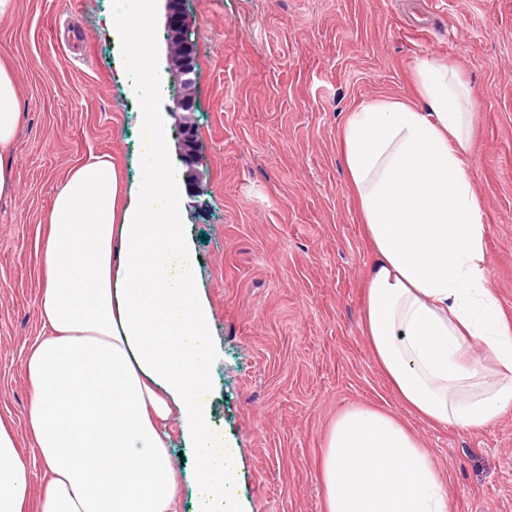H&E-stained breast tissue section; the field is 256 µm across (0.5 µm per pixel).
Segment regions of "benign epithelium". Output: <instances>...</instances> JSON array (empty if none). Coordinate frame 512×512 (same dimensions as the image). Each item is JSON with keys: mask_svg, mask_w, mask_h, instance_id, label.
I'll use <instances>...</instances> for the list:
<instances>
[{"mask_svg": "<svg viewBox=\"0 0 512 512\" xmlns=\"http://www.w3.org/2000/svg\"><path fill=\"white\" fill-rule=\"evenodd\" d=\"M166 48L169 69L173 76L179 78L182 93L173 100L170 112L178 121L180 128V160L186 167L185 184L189 196L201 193V175L197 169L198 156L193 148L196 141V124L194 119L195 79H194V44L190 37L188 20L183 14H174L173 0H166Z\"/></svg>", "mask_w": 512, "mask_h": 512, "instance_id": "7a95c632", "label": "benign epithelium"}]
</instances>
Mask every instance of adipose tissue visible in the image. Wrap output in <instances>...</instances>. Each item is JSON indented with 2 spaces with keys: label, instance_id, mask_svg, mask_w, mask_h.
Returning a JSON list of instances; mask_svg holds the SVG:
<instances>
[{
  "label": "adipose tissue",
  "instance_id": "adipose-tissue-1",
  "mask_svg": "<svg viewBox=\"0 0 512 512\" xmlns=\"http://www.w3.org/2000/svg\"><path fill=\"white\" fill-rule=\"evenodd\" d=\"M155 0H111L108 24L144 110L135 192L93 156L58 184L40 263L43 333L23 370L27 433L48 482L39 512H180L171 423L198 454L206 512H224L236 462L213 453L210 313L183 234V184L153 108ZM423 107L361 104L340 132L343 164L375 255L364 333L395 396L440 425L483 429L512 408V320L487 280L486 226L467 166L476 102L454 70L422 60ZM24 119L0 64V196L13 189ZM483 356H475V348ZM324 512H448L422 442L392 414L355 404L328 428ZM27 468L0 424V512H25Z\"/></svg>",
  "mask_w": 512,
  "mask_h": 512
}]
</instances>
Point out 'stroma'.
Masks as SVG:
<instances>
[{
  "mask_svg": "<svg viewBox=\"0 0 512 512\" xmlns=\"http://www.w3.org/2000/svg\"><path fill=\"white\" fill-rule=\"evenodd\" d=\"M110 0H17L0 19V61L25 113L15 188L0 196V421L20 433L26 512L45 475L23 428L32 392L22 371L41 333L39 254L58 183L92 155L139 181L142 107L124 46L106 26ZM195 45L199 197L184 198L197 286L211 312V422L231 449L235 512H322L317 460L341 410H389L423 441L449 512H512V411L485 429L427 422L393 396L362 331L374 253L340 155L352 109L416 97L425 58L456 68L477 103L470 170L487 228V279L512 319V0H181ZM84 24L78 62L51 30ZM166 2L153 23L169 163L182 171L165 46ZM423 27L420 36L410 26ZM182 512H200L196 450L174 432Z\"/></svg>",
  "mask_w": 512,
  "mask_h": 512,
  "instance_id": "stroma-1",
  "label": "stroma"
}]
</instances>
